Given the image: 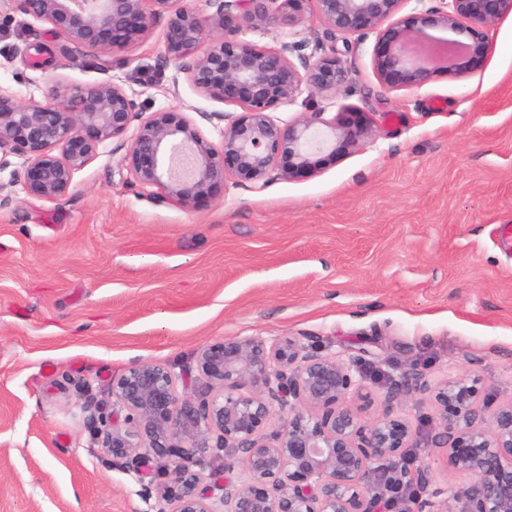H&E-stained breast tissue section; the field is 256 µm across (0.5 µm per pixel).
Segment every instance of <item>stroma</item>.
Returning <instances> with one entry per match:
<instances>
[{
  "label": "stroma",
  "instance_id": "obj_1",
  "mask_svg": "<svg viewBox=\"0 0 512 512\" xmlns=\"http://www.w3.org/2000/svg\"><path fill=\"white\" fill-rule=\"evenodd\" d=\"M166 18L92 57L22 14L0 25V90L110 80L151 110L177 108L220 143L232 104L165 62ZM375 37L351 55L328 114L374 135L315 176L215 187L187 210L131 185L129 142L108 141L59 200L0 167V512H145L132 478L95 445L112 380L137 363L195 366L236 337L320 338L363 355L379 394L417 364L512 400V15L462 77L382 85Z\"/></svg>",
  "mask_w": 512,
  "mask_h": 512
}]
</instances>
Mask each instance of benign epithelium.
Listing matches in <instances>:
<instances>
[{"label": "benign epithelium", "instance_id": "1", "mask_svg": "<svg viewBox=\"0 0 512 512\" xmlns=\"http://www.w3.org/2000/svg\"><path fill=\"white\" fill-rule=\"evenodd\" d=\"M213 2L215 12L202 17L182 0H0V9L50 23L54 37L90 55L146 37L165 16L164 58L198 92L239 108L222 115L216 146L181 110L148 114L111 81L53 84L45 103L0 92V166L8 155L21 158L26 193L59 200L101 146L128 136L131 184L155 187L186 209L229 179L311 177L371 136L362 113L327 118L323 106L346 92L345 57L362 39L376 35L383 85L398 76L418 88L441 74H467L485 58L488 33L512 14V0H434L402 19L405 0ZM316 26L330 44L305 38L278 49L238 38L244 29ZM298 103L303 112L292 120L271 115ZM196 361L206 383L198 401L179 392L191 373L168 366L135 364L112 380V432L103 444L138 483L155 467L169 477L143 489L162 503L154 512H374L383 497L397 512H443L444 494L463 502L462 512H512V401L493 410L479 404L465 377L434 386L412 365L367 423L357 405L363 358L323 354L310 336L237 337L202 347ZM412 394L434 396L441 432L427 454L442 453L465 483L431 489L424 470L405 461L417 432L394 407ZM275 407L282 428L266 433Z\"/></svg>", "mask_w": 512, "mask_h": 512}]
</instances>
